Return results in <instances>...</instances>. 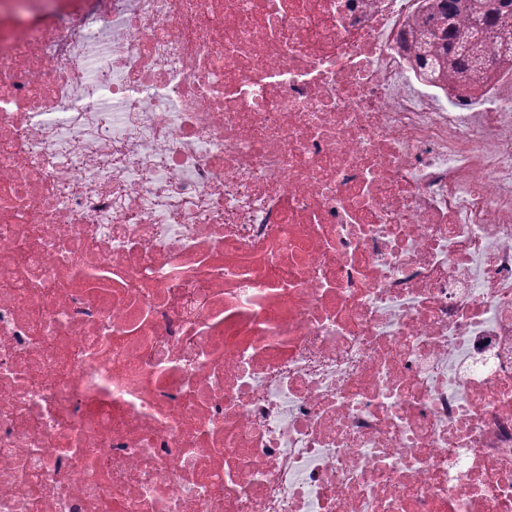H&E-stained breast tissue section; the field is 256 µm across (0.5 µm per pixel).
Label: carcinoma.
I'll return each instance as SVG.
<instances>
[{
	"instance_id": "obj_1",
	"label": "carcinoma",
	"mask_w": 512,
	"mask_h": 512,
	"mask_svg": "<svg viewBox=\"0 0 512 512\" xmlns=\"http://www.w3.org/2000/svg\"><path fill=\"white\" fill-rule=\"evenodd\" d=\"M409 26L411 66L436 86L475 85L512 56V0H423Z\"/></svg>"
}]
</instances>
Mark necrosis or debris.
Wrapping results in <instances>:
<instances>
[{"label":"necrosis or debris","mask_w":512,"mask_h":512,"mask_svg":"<svg viewBox=\"0 0 512 512\" xmlns=\"http://www.w3.org/2000/svg\"><path fill=\"white\" fill-rule=\"evenodd\" d=\"M417 0H0V512H512V63ZM409 26L412 68L433 86L480 83L512 53V0H423Z\"/></svg>","instance_id":"necrosis-or-debris-1"}]
</instances>
